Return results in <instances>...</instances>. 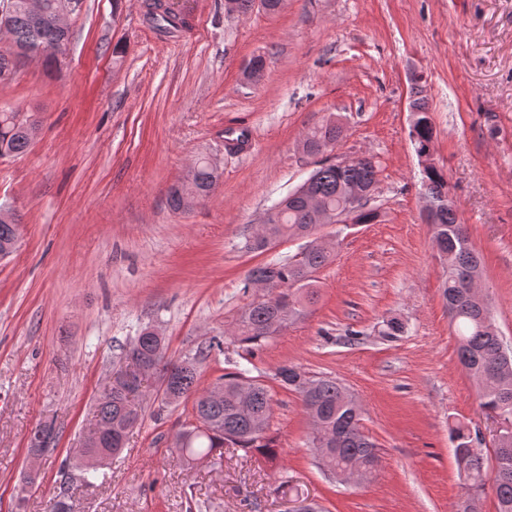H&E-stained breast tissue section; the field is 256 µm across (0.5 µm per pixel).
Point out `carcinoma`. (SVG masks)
I'll return each instance as SVG.
<instances>
[{
  "label": "carcinoma",
  "instance_id": "carcinoma-1",
  "mask_svg": "<svg viewBox=\"0 0 512 512\" xmlns=\"http://www.w3.org/2000/svg\"><path fill=\"white\" fill-rule=\"evenodd\" d=\"M15 8L8 21H0L9 48L0 52V73H15L17 60L42 50L49 39L67 49L71 35L53 28L59 0H42L43 18L35 21L27 9V0H14ZM265 59L252 57L244 75L252 81L262 79ZM410 138L415 153L433 151L434 123L427 98L420 90L413 91ZM17 112L0 109V156L23 153L35 137L36 121L16 120ZM343 127L329 120L314 128L303 141L308 155L327 152L338 141ZM380 167L368 156L356 165L340 167L325 161L299 187L275 203L258 234L245 239L248 251H264L283 239H303L301 251L288 258H275L253 267L243 283L244 291L262 280L280 285L275 298L251 300L242 309L233 331V338L243 351L253 355L255 348L277 336L285 324L281 315L299 319L305 315L304 301L312 300L309 291L312 274L330 259L328 248L316 241V231L323 221L332 220L349 210L354 224H371L377 210L370 207L379 190ZM219 173L208 158H199L187 175L168 191V205L175 212L190 210L209 199L216 188ZM421 193L437 202L430 214L433 245L446 266L444 298L456 323L459 336V359L477 384L481 408L500 420L499 434L494 441L495 465L485 469L481 449L474 447L476 438L461 423L451 428L455 442V459L463 479L464 497L456 512H477L476 503L487 483H492L498 512H512V351L499 353L501 336L496 326L485 323L492 314L489 304L481 303L473 284L482 279V263L470 241L457 211L448 207V181L439 168L422 172ZM359 189L368 194L365 202L351 207L350 194ZM19 238V223L0 221V253L12 247ZM207 348L202 347L191 357L180 361H165V340L154 335L146 326L135 337L126 353L144 373L163 370L169 379L163 389L165 404L193 398L191 419L172 437L171 448L186 463L197 459H224V449L237 448L244 455L260 457L269 463L278 459L275 440L269 434L272 395L269 387L251 370L236 365L217 382L223 397L213 400L208 391L197 388L200 360ZM275 380L280 386L297 393L311 425L310 447L314 448L320 469L334 475L338 470L356 469L370 473L379 466L376 445L361 429L363 407L335 379L325 376L306 377L294 366L278 369ZM141 378L117 377L112 389L98 400L94 418L96 425H112V442L99 441L96 429H88L83 438L84 453L99 456V463L111 459L124 448L129 432L143 421L142 410L135 407L133 397ZM31 450L46 454L54 451L50 431L37 429L30 439Z\"/></svg>",
  "mask_w": 512,
  "mask_h": 512
}]
</instances>
